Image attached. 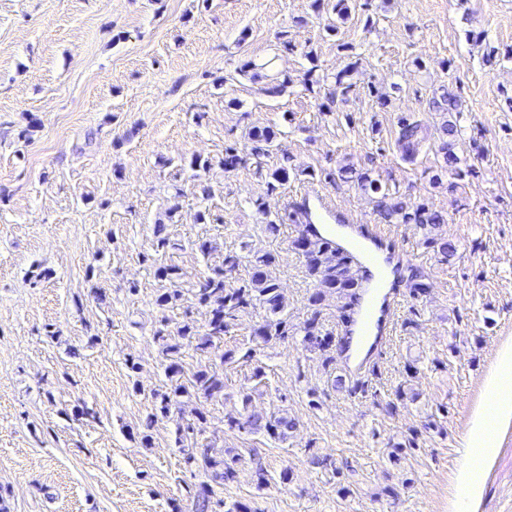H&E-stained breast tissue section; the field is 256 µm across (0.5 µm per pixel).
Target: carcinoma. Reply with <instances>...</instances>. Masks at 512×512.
Listing matches in <instances>:
<instances>
[{
    "mask_svg": "<svg viewBox=\"0 0 512 512\" xmlns=\"http://www.w3.org/2000/svg\"><path fill=\"white\" fill-rule=\"evenodd\" d=\"M349 0H312L314 12L321 13L331 10L337 17L348 14ZM310 67L302 75L301 82L304 91L314 99L321 98L325 82H330L328 101L345 99L351 91L352 83L348 81L350 70L344 69L328 77L317 74V57L313 51L305 53ZM432 106L441 112L444 120L439 127V144L436 155L441 157L439 167L452 170L459 176L462 169L460 160L454 148L458 136V126L455 117L461 114V103L457 95L445 91L433 98ZM278 131L272 127L249 129L244 141H232L224 147V170L229 171L244 165L252 158L267 156L273 151L277 141ZM430 135L419 121L409 115H401L397 119L395 148L402 160L413 163L423 151ZM296 167L291 164V157L285 155L278 167L267 175V191L276 192L280 186L290 179ZM328 179L335 177L345 182L355 181L358 186L370 193L374 209L383 224H416L426 231L424 244L446 261L455 253V246L443 235L441 228L448 223V217L424 202L412 203L398 194V191L377 179L371 178L369 172H358L351 168L341 167L338 171H320ZM296 249L302 252L309 275L317 283L318 291L309 297V314L302 325L293 323L288 313V302L280 291L278 284L270 275V268L275 264V256L264 253L247 261L238 252L224 254L221 264L211 266L207 273L197 282L195 297L198 304L209 312V320L205 330L185 321L176 330H171L169 323L160 322L154 337L162 346L165 360L166 383L162 388L152 393V417H166L171 410L182 403V399H196L200 406L193 409L192 419L186 426L175 433V445L183 455L184 463L206 472L208 480L201 482L189 493L185 504L174 506L175 512H252L251 507L233 502H224V487L233 483L237 478V465L244 458H249L255 464L257 486L268 482L267 471L257 460V452L253 448H239L229 458L217 455L213 449L196 445L197 436L201 435L208 422L204 404L224 398V365L242 360H252L253 348L246 351L224 349V334L240 314L262 308L268 316L261 325L253 330V340L258 344L270 345L290 336L301 335L304 347L323 357L325 365L334 363L335 357L330 355L332 340L322 330L319 306L322 301L323 289L334 293L356 296L357 281L351 272L348 256L342 254L340 248L323 238L318 231L309 236H301L294 241ZM249 263V275L234 282L227 280V275L237 271L244 263ZM155 276L168 287L156 296V304L166 307L179 298L176 282V267L158 264ZM194 342V349L206 359L191 374L184 373L181 362L182 340ZM419 368L411 364L406 371L405 381L400 383L394 398L387 403L388 412L396 411L406 400V384L416 378ZM249 395L242 396L243 411L224 417V426L239 433L262 434L271 440L285 438L296 426L294 419L285 414H259L248 411ZM418 431L411 429L405 439L394 445L390 456L400 460L412 456L418 451ZM309 463L326 473L340 478L343 469L349 468L348 463L337 465V459L330 454L313 452Z\"/></svg>",
    "mask_w": 512,
    "mask_h": 512,
    "instance_id": "carcinoma-1",
    "label": "carcinoma"
}]
</instances>
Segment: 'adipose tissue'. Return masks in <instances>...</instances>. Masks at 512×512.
Wrapping results in <instances>:
<instances>
[{
    "label": "adipose tissue",
    "instance_id": "adipose-tissue-1",
    "mask_svg": "<svg viewBox=\"0 0 512 512\" xmlns=\"http://www.w3.org/2000/svg\"><path fill=\"white\" fill-rule=\"evenodd\" d=\"M512 425V341L500 348L484 387L471 426L462 440L463 459L454 474L457 495L448 501V512H478L484 466L500 447V432Z\"/></svg>",
    "mask_w": 512,
    "mask_h": 512
}]
</instances>
